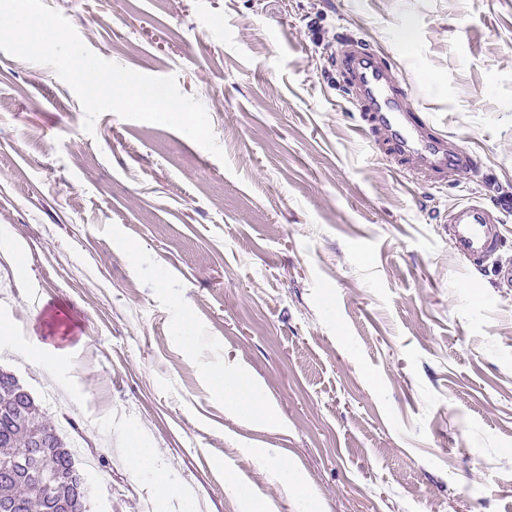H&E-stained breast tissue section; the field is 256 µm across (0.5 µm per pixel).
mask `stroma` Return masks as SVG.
I'll use <instances>...</instances> for the list:
<instances>
[{
	"label": "stroma",
	"mask_w": 512,
	"mask_h": 512,
	"mask_svg": "<svg viewBox=\"0 0 512 512\" xmlns=\"http://www.w3.org/2000/svg\"><path fill=\"white\" fill-rule=\"evenodd\" d=\"M44 2L100 57L175 77L225 154L111 112L85 132L53 68L0 51V243L26 269L13 287L0 256V368L104 455L91 512H512V212L481 268L442 222L512 198V0ZM348 35L478 172L403 173L329 62ZM129 432L171 494L114 452ZM217 384L224 388V401L236 410L245 412L249 417H255L261 421L270 422L272 411L267 403L259 397L251 385L242 377L234 380L217 378ZM253 454L256 458L271 466L279 481H281L284 488L288 490V494L293 497L304 498L305 492L301 485L288 481V474L290 473L291 468L286 459L273 456L269 448H258L253 452Z\"/></svg>",
	"instance_id": "stroma-1"
}]
</instances>
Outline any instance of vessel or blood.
I'll return each mask as SVG.
<instances>
[{"label":"vessel or blood","mask_w":512,"mask_h":512,"mask_svg":"<svg viewBox=\"0 0 512 512\" xmlns=\"http://www.w3.org/2000/svg\"><path fill=\"white\" fill-rule=\"evenodd\" d=\"M336 60L347 88L371 124L384 131L391 152L409 158L412 178L431 173L476 170V155L446 137L426 136L425 117L404 110L408 90L390 66L366 50L357 40L347 39ZM506 205L461 203L448 213V235L453 252L474 265L484 264L502 242L501 225Z\"/></svg>","instance_id":"vessel-or-blood-1"}]
</instances>
